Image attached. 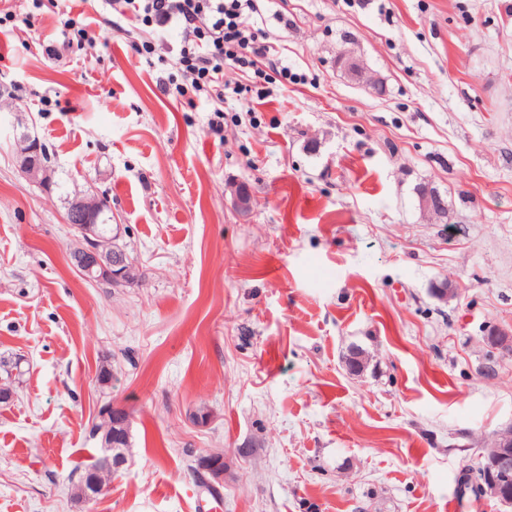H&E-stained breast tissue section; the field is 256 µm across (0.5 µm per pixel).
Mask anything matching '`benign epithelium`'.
Segmentation results:
<instances>
[{
  "label": "benign epithelium",
  "instance_id": "benign-epithelium-1",
  "mask_svg": "<svg viewBox=\"0 0 512 512\" xmlns=\"http://www.w3.org/2000/svg\"><path fill=\"white\" fill-rule=\"evenodd\" d=\"M20 167L23 172L36 176L45 172L41 163L43 146L41 142L26 134L19 141ZM102 208L101 199L80 197L71 201L70 210L83 215L80 224L73 228L85 235V243L71 257L75 270L89 281L104 282L113 287L126 284L128 254L118 245L116 239L121 233V225H116V231L111 238H102L94 231L98 223L99 209ZM120 420L128 425V418L122 411L112 412V420L96 430L101 437L104 448L112 447V421ZM112 468V463L106 462L98 465L87 476L91 491L87 499L92 501L103 494L107 486L104 483L103 473ZM195 471L199 475L207 474L210 479L206 483L210 486L219 482L222 477V460L217 456L201 455L197 458ZM480 493L490 496L504 506L512 507V434H497L490 448L486 449L482 460V479L479 481Z\"/></svg>",
  "mask_w": 512,
  "mask_h": 512
}]
</instances>
